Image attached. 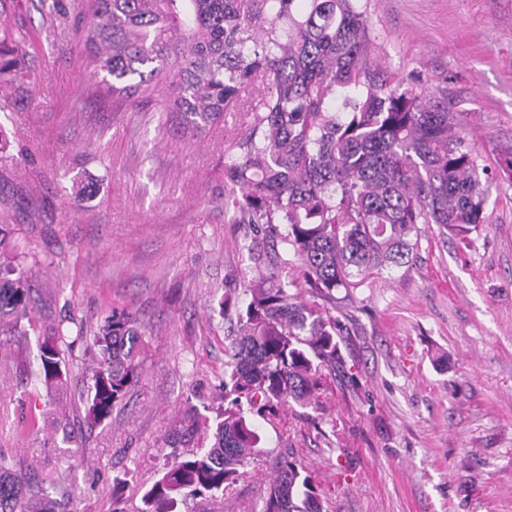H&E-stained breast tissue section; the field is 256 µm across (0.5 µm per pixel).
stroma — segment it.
Segmentation results:
<instances>
[{"instance_id":"35a3bbf8","label":"stroma","mask_w":512,"mask_h":512,"mask_svg":"<svg viewBox=\"0 0 512 512\" xmlns=\"http://www.w3.org/2000/svg\"><path fill=\"white\" fill-rule=\"evenodd\" d=\"M370 54L406 88L447 99L456 129L489 172L485 224L460 243L421 225L410 267L371 275L327 300L342 365L317 408L259 421L267 448L292 452L324 512H512V0H360ZM84 21L42 0H0V224L37 276L36 326L0 338V449L56 478L73 512H111L112 480L136 512L169 464L185 404L205 411L224 382L226 292L249 278L253 228L224 219V151L243 112L193 140L160 133L143 103L96 96L79 40ZM92 196L75 198V182ZM141 326L138 381L111 418L82 426L93 335L112 308ZM73 344L64 393L29 406L45 331ZM269 463L223 497L181 512H259Z\"/></svg>"}]
</instances>
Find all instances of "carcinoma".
Here are the masks:
<instances>
[{
    "label": "carcinoma",
    "instance_id": "1",
    "mask_svg": "<svg viewBox=\"0 0 512 512\" xmlns=\"http://www.w3.org/2000/svg\"><path fill=\"white\" fill-rule=\"evenodd\" d=\"M360 0H77L89 18L83 46L116 103H152L173 132L194 139L226 112L250 114L224 152V214L264 229L246 245L258 280L224 296L223 393L211 447L187 451L144 488L138 512H180L185 493L224 496L267 455L254 416L318 404L323 370L341 361L339 322L297 301L275 270L288 245L304 283L334 298L357 279L410 265L418 225L459 240L484 223L486 193L474 146L454 132L448 102L402 88L368 53ZM255 98L243 105L241 92ZM343 98L336 113L332 101ZM0 227V335L24 336L34 308L30 272ZM142 333L135 314L112 308L94 335L84 421L97 427L138 378ZM62 327L39 344V383L67 385ZM170 447L201 428L186 408ZM0 512H64L49 488L17 475L0 449ZM260 512H322L305 468L273 458Z\"/></svg>",
    "mask_w": 512,
    "mask_h": 512
}]
</instances>
